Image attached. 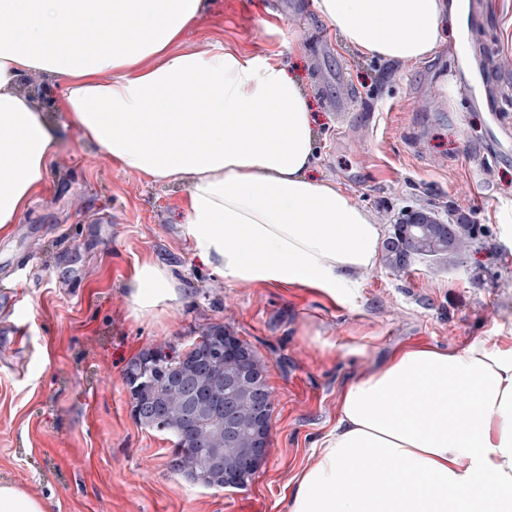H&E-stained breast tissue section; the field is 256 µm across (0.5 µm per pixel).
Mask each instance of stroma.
Segmentation results:
<instances>
[{
    "instance_id": "35a3bbf8",
    "label": "stroma",
    "mask_w": 512,
    "mask_h": 512,
    "mask_svg": "<svg viewBox=\"0 0 512 512\" xmlns=\"http://www.w3.org/2000/svg\"><path fill=\"white\" fill-rule=\"evenodd\" d=\"M208 0L180 42L205 40L250 55H281L316 117L315 178H332L391 230L428 208L483 225L464 263L418 262L397 277L377 262L336 298L303 288L224 280L184 235L181 185L115 166L55 109L58 86L40 75L36 107L59 141L49 186L0 237V348L23 328L24 347L0 366V482L45 512H284L282 497L336 421L337 396L406 345L455 348L512 331V138L490 100L512 118V0H465L428 57L399 64L344 47L312 7L295 0ZM331 43L327 71L316 51ZM496 82L466 99L441 85ZM354 92L344 112L321 90ZM172 267L186 293L154 316L128 315L137 264ZM221 324L268 363L271 449L241 490L207 489L169 465L172 443L131 416L124 370L161 343L186 348Z\"/></svg>"
}]
</instances>
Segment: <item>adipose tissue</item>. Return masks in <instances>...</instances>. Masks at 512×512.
<instances>
[{"label": "adipose tissue", "mask_w": 512, "mask_h": 512, "mask_svg": "<svg viewBox=\"0 0 512 512\" xmlns=\"http://www.w3.org/2000/svg\"><path fill=\"white\" fill-rule=\"evenodd\" d=\"M342 44L416 62L441 44L447 0H312ZM207 0H0V235L48 178L56 142L33 96L114 165L181 183L186 234L224 279L335 296L372 270L382 226L336 182L314 179L315 117L275 57L209 41L182 51ZM94 30L95 41L83 39ZM131 315L181 295L167 266L136 265ZM366 484L349 482L352 468ZM284 512H512V336L408 346L340 393L335 425L290 481Z\"/></svg>", "instance_id": "1"}]
</instances>
